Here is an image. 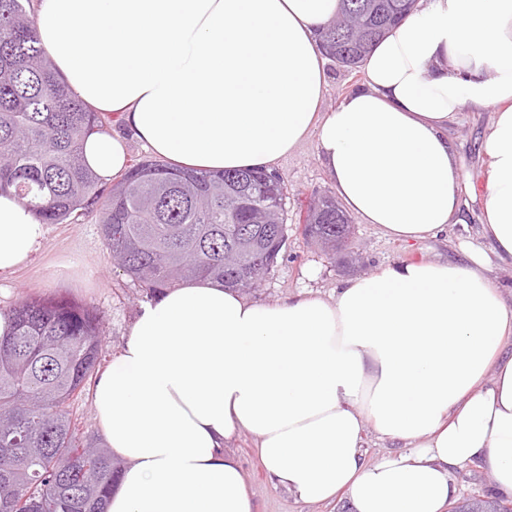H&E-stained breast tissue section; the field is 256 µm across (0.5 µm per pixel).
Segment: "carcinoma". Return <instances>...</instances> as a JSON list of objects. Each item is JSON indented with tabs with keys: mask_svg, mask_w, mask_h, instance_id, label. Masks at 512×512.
<instances>
[{
	"mask_svg": "<svg viewBox=\"0 0 512 512\" xmlns=\"http://www.w3.org/2000/svg\"><path fill=\"white\" fill-rule=\"evenodd\" d=\"M31 0H0V188L12 186L46 224L94 213L113 265L149 301L192 279L252 289L287 239V188L261 171L174 170L131 165L106 189L83 160L85 138L103 126L40 46ZM415 0H340L320 37L352 72L413 10ZM350 219L329 194L308 206L305 237L336 253ZM0 338V512H104L120 465L81 437L70 401L100 362L96 311L66 297H35L11 309ZM453 512H512L508 501L471 497Z\"/></svg>",
	"mask_w": 512,
	"mask_h": 512,
	"instance_id": "carcinoma-1",
	"label": "carcinoma"
}]
</instances>
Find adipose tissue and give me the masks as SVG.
Listing matches in <instances>:
<instances>
[{"mask_svg": "<svg viewBox=\"0 0 512 512\" xmlns=\"http://www.w3.org/2000/svg\"><path fill=\"white\" fill-rule=\"evenodd\" d=\"M40 44L71 91L121 129L84 141L100 182L129 141L168 166L261 169L315 139L335 193L403 243L465 221L448 124L496 105L481 142L489 249L346 279L336 297L267 305L207 279L137 309L91 395L121 472L107 512H252L225 446L248 434L300 501L445 512L455 470L485 465L512 497V0H417L330 111L318 29L337 0H34ZM47 226L0 192V279ZM403 452L367 462L366 427Z\"/></svg>", "mask_w": 512, "mask_h": 512, "instance_id": "ef3b65f1", "label": "adipose tissue"}]
</instances>
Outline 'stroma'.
Wrapping results in <instances>:
<instances>
[{"label":"stroma","mask_w":512,"mask_h":512,"mask_svg":"<svg viewBox=\"0 0 512 512\" xmlns=\"http://www.w3.org/2000/svg\"><path fill=\"white\" fill-rule=\"evenodd\" d=\"M492 106L463 105L459 118L448 126V136L458 152L461 179L468 195L484 190V166L480 153L483 134L490 122ZM288 187L286 223L288 242L273 271L247 299L276 304L310 293L333 299L342 280L374 273L380 266L426 258H461V244L485 245L478 208H471L467 221L452 224L446 235L405 244L383 236L371 224L353 220V247L360 254L353 263L344 254L329 255L308 243L303 234V216L316 196L330 194L334 184L321 163L314 140H307L284 157L277 171ZM64 295L97 309L103 317L101 358L109 360L122 341L137 308L139 287L122 271L113 269L96 216L73 224H52L33 262L0 284V306L14 307L28 296ZM228 454L241 466L252 494L254 512H354L343 496L329 503L306 504L288 490L272 483L259 458L253 436L244 435L229 443Z\"/></svg>","instance_id":"35a3bbf8"}]
</instances>
